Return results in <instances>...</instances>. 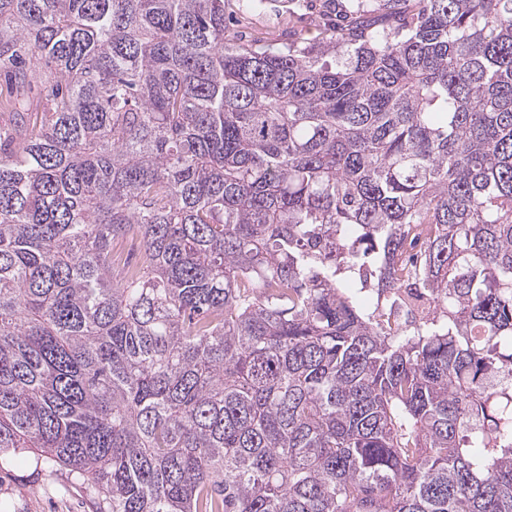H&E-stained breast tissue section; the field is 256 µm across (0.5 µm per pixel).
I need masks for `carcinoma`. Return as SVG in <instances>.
<instances>
[{
	"label": "carcinoma",
	"mask_w": 512,
	"mask_h": 512,
	"mask_svg": "<svg viewBox=\"0 0 512 512\" xmlns=\"http://www.w3.org/2000/svg\"><path fill=\"white\" fill-rule=\"evenodd\" d=\"M376 2L0 0V454L97 512H512V0ZM269 1V0H268ZM299 3H293L290 5L291 14H288L286 7L281 2L269 1L266 3L264 11L258 16L253 14H238L247 18V20L239 19L238 22L235 20L231 21L234 24V28L243 31L250 38H261L267 41H275L284 38L285 35L289 34V30L301 29V37H303L304 43H313L315 36L318 34L319 26L318 21L322 24L321 20L327 16L333 18L336 16L337 20H342L345 15H352V5L356 3L352 0H294ZM284 6V7H283ZM295 12L293 14L292 12ZM331 11L332 13H330ZM294 15V16H293ZM302 15L301 23H296V17ZM321 18V19H320Z\"/></svg>",
	"instance_id": "obj_1"
}]
</instances>
